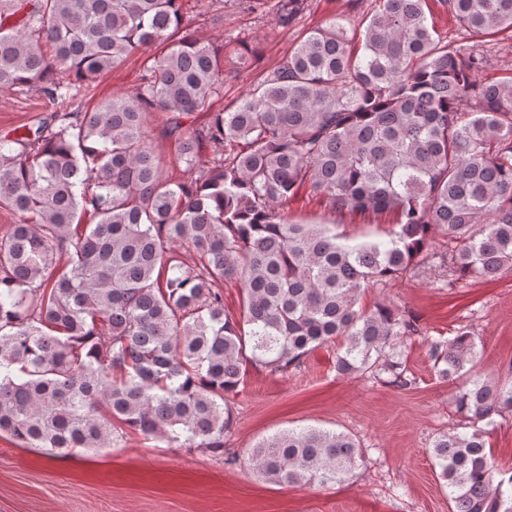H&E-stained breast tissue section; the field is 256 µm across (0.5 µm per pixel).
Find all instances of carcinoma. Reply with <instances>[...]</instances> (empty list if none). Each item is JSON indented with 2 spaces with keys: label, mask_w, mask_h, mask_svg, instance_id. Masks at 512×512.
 Listing matches in <instances>:
<instances>
[{
  "label": "carcinoma",
  "mask_w": 512,
  "mask_h": 512,
  "mask_svg": "<svg viewBox=\"0 0 512 512\" xmlns=\"http://www.w3.org/2000/svg\"><path fill=\"white\" fill-rule=\"evenodd\" d=\"M237 2L282 27L300 9ZM376 2L358 38L336 19L312 30L198 129L188 119L221 93L224 59L244 65L253 51L182 34V0H0V90L56 104L75 82L160 47L134 91L0 142V209L18 216L0 236V435L50 457L109 448L125 430L222 454L249 363L284 372L336 341L338 373L412 383L402 342L415 321L358 304L428 255L435 229L456 278L512 271V76L477 81L486 56L440 41L427 0ZM442 2L474 34L512 32V0ZM151 117L188 179L163 175ZM204 149L212 165L199 168ZM305 184L335 212L393 214L387 239L349 244L292 220ZM226 281L239 288L236 316ZM477 340L462 328L429 343L440 379L467 374ZM453 404L465 431L431 451L452 512H512V470L486 440L495 418L512 417V377H470ZM229 461L297 487L367 465L351 436L313 427Z\"/></svg>",
  "instance_id": "carcinoma-1"
}]
</instances>
